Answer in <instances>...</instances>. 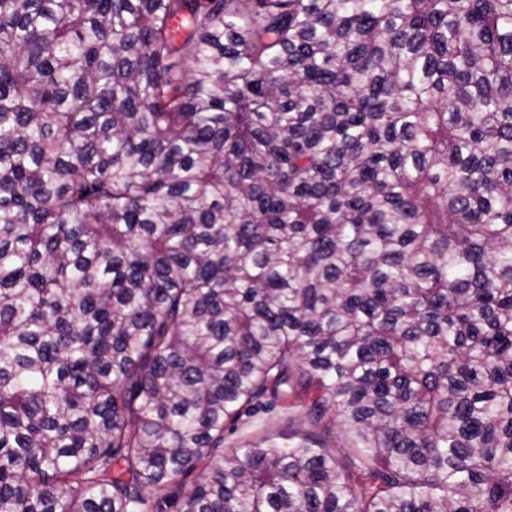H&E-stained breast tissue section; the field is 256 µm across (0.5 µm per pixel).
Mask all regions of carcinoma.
Instances as JSON below:
<instances>
[{
    "instance_id": "carcinoma-1",
    "label": "carcinoma",
    "mask_w": 512,
    "mask_h": 512,
    "mask_svg": "<svg viewBox=\"0 0 512 512\" xmlns=\"http://www.w3.org/2000/svg\"><path fill=\"white\" fill-rule=\"evenodd\" d=\"M171 507L512 512V0H0V512ZM251 423L243 426L235 434L224 435V450L236 446L243 439L242 435L252 434L260 436L265 433H276L288 435L289 432H295L306 429L305 425L300 424L299 420H290L282 408L280 402L267 411H260L255 417L250 418Z\"/></svg>"
}]
</instances>
